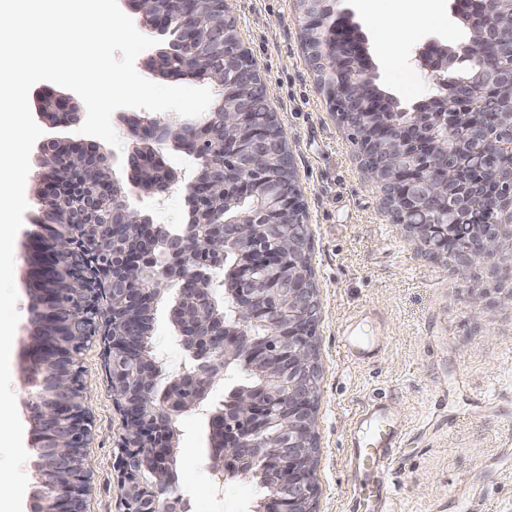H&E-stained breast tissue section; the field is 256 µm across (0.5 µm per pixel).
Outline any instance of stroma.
<instances>
[{"mask_svg":"<svg viewBox=\"0 0 512 512\" xmlns=\"http://www.w3.org/2000/svg\"><path fill=\"white\" fill-rule=\"evenodd\" d=\"M454 0H336L366 38L379 90L408 108L427 99L432 81L416 58L433 41L454 47L470 30L455 15ZM237 35L254 60L291 152L308 222V261L319 313L313 344L319 383L314 463L315 512H353L347 441L355 414L368 402L391 404L407 429L405 471L392 474L397 512H461L466 497L485 512H512V291L488 288L483 319L466 312V290L448 265L427 260L380 204V192L361 169L348 131L321 92L302 50L299 0H228ZM38 167H31L28 208L14 245V280L20 321L12 350L17 403L29 395L30 233L41 205ZM153 223L174 230L188 219L183 186L160 198L131 197ZM383 336L379 357L350 363L340 329ZM151 343L167 371L186 358L170 320V303L155 308ZM83 402L94 421L85 448L90 474L85 512H122L115 460L121 416L113 400L99 342L79 356ZM173 487L188 512H251L263 490L252 475L217 482L208 464L205 411L177 421Z\"/></svg>","mask_w":512,"mask_h":512,"instance_id":"35a3bbf8","label":"stroma"}]
</instances>
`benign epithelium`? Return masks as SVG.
<instances>
[{
  "mask_svg": "<svg viewBox=\"0 0 512 512\" xmlns=\"http://www.w3.org/2000/svg\"><path fill=\"white\" fill-rule=\"evenodd\" d=\"M150 14L134 2L145 28H173L181 66L171 78L206 80L232 97L219 102L205 127L127 119L137 143L126 159L127 186L104 172L110 160L85 141L49 139L40 153L63 147L70 162L38 173L39 195L60 201L54 217L71 225L63 238L30 237L43 255L40 278L58 264L68 274L66 298L55 288L30 291L29 361L25 401L33 425L40 475L28 512H84L89 473L83 449L93 420L83 402L78 355L93 340L103 346L109 386L121 413L116 457L123 512H186L173 492L178 417L209 409L212 472L218 480L279 471V482L253 512H313L314 413L317 357L312 342L319 304L306 256V212L291 154L269 121L265 86L249 52L231 38L226 0H168ZM482 0L457 15L468 42L429 43L418 55L436 94L412 110L386 109L357 27L336 18V0H300L303 49L340 121L358 133L362 169L378 184L392 223L421 254L451 266L469 288L467 313L480 319L486 292L477 274L503 262L512 238V7ZM469 63L464 74L457 66ZM51 126L80 119L78 101L51 90L37 95ZM169 142L192 153L205 171L184 184L191 206L186 235L152 223L128 195L158 196L179 174L153 181L141 167L152 145ZM269 156L278 164L259 179ZM224 269V302L212 273ZM174 292L172 321L187 355L172 374L153 350L150 331L160 297ZM194 297L193 321L179 318ZM229 368L254 371L260 381L233 388L221 407L209 395Z\"/></svg>",
  "mask_w": 512,
  "mask_h": 512,
  "instance_id": "benign-epithelium-1",
  "label": "benign epithelium"
}]
</instances>
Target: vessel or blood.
Masks as SVG:
<instances>
[{
    "label": "vessel or blood",
    "instance_id": "1",
    "mask_svg": "<svg viewBox=\"0 0 512 512\" xmlns=\"http://www.w3.org/2000/svg\"><path fill=\"white\" fill-rule=\"evenodd\" d=\"M381 343L380 337L358 335L351 326L343 331L344 352L352 362L371 360L380 352ZM351 436L354 448L348 465L358 477L353 499L364 512H391L392 490L387 477L401 461L404 427L386 405L373 402L358 412Z\"/></svg>",
    "mask_w": 512,
    "mask_h": 512
}]
</instances>
